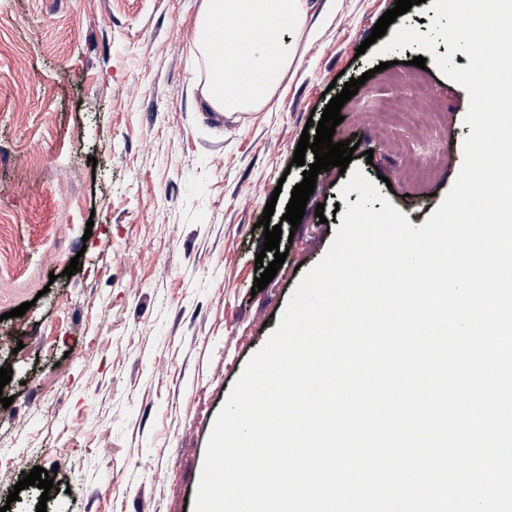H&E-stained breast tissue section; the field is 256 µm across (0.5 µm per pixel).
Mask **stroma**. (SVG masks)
Wrapping results in <instances>:
<instances>
[{
	"label": "stroma",
	"mask_w": 512,
	"mask_h": 512,
	"mask_svg": "<svg viewBox=\"0 0 512 512\" xmlns=\"http://www.w3.org/2000/svg\"><path fill=\"white\" fill-rule=\"evenodd\" d=\"M201 0H0V507L36 512H194L215 418L251 355L277 329L302 273L342 224L347 175L319 174L299 227L284 222L303 180L292 163L330 84L366 82L334 141L412 226L462 165L466 90L426 60L446 112L439 130L389 123L378 107L411 92L358 53L395 0H317L291 66L261 107L219 115L194 46ZM429 160L414 185L390 145ZM293 232L253 291L261 220ZM323 217H316V207ZM77 272L65 276L71 258ZM29 303L20 317L12 309ZM19 498L8 502L10 491Z\"/></svg>",
	"instance_id": "obj_1"
}]
</instances>
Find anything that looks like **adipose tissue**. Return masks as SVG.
Masks as SVG:
<instances>
[{
  "mask_svg": "<svg viewBox=\"0 0 512 512\" xmlns=\"http://www.w3.org/2000/svg\"><path fill=\"white\" fill-rule=\"evenodd\" d=\"M308 10V0H201L195 46L207 70L208 107L229 116L265 104L292 60V39L302 34ZM243 19L259 36L254 57L259 79L254 83L241 82L234 54L216 50L213 42L216 30Z\"/></svg>",
  "mask_w": 512,
  "mask_h": 512,
  "instance_id": "ef3b65f1",
  "label": "adipose tissue"
}]
</instances>
